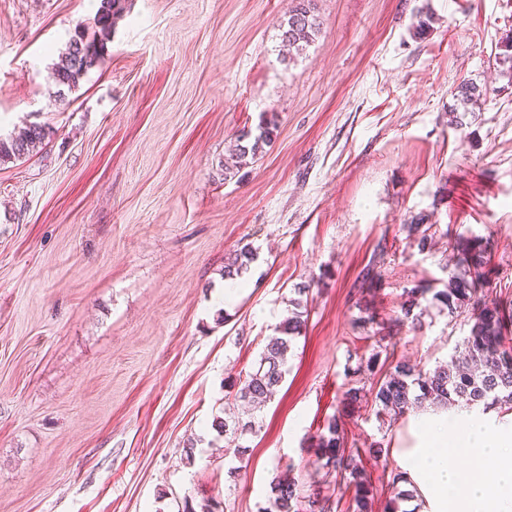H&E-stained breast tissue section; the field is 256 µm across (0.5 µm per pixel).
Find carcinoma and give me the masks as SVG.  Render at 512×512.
I'll return each instance as SVG.
<instances>
[{
	"label": "carcinoma",
	"mask_w": 512,
	"mask_h": 512,
	"mask_svg": "<svg viewBox=\"0 0 512 512\" xmlns=\"http://www.w3.org/2000/svg\"><path fill=\"white\" fill-rule=\"evenodd\" d=\"M125 0H100L91 28L78 27L70 37L66 49L54 64L52 74L57 85L70 90L76 88L87 74L99 67L108 55V42L118 20L123 17ZM316 18L305 6V0L289 15L282 41L298 48L308 43L317 31ZM275 122L262 120L257 132L244 131L231 154V161L224 162V173L247 165L256 157L263 145L271 140ZM49 136V128L33 124L21 133L0 137V164L20 160L32 153ZM412 242L421 251L432 241L430 228L420 224L404 225ZM489 241L480 236L460 237L452 245L453 269L448 271L446 288L437 291L433 299L448 310V316L457 318L469 313L473 324L463 339V351L447 364L426 369L411 364L406 359H395L394 352L373 351L367 361L369 372L379 368L382 377L374 388V401L378 413L396 420L424 404L442 407L464 405L488 410L495 406L512 409V317L506 315L497 301L489 302L476 296V289L487 284L486 267L490 261ZM256 252L249 245L243 246L224 266V277H240L248 271ZM426 289L414 285L404 289L406 300L401 305L398 321L412 328L421 324L420 299ZM296 311L282 322L274 335L265 339L259 366L247 374L240 397L259 405L271 397L283 381L288 351L304 324L301 300H292ZM213 428L224 435L228 448L239 461H244L247 447L242 438L252 432V421L232 423L216 418ZM316 447L322 466L336 471L340 481L354 489L349 512H372L373 488L363 475L361 459L345 452L344 437L336 418L328 420L325 431L318 435ZM333 504L328 494L305 496L298 483L276 476L271 481L270 509L266 512H331Z\"/></svg>",
	"instance_id": "obj_1"
}]
</instances>
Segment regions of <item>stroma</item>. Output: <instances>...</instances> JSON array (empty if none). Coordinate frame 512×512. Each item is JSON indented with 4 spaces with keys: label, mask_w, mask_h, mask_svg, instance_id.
Returning <instances> with one entry per match:
<instances>
[{
    "label": "stroma",
    "mask_w": 512,
    "mask_h": 512,
    "mask_svg": "<svg viewBox=\"0 0 512 512\" xmlns=\"http://www.w3.org/2000/svg\"><path fill=\"white\" fill-rule=\"evenodd\" d=\"M296 4L128 0L105 63L61 94L52 67L97 0H0V134L51 130L0 165V512H263L285 469L345 507L314 447L332 417L384 512L419 414L342 404L346 367L380 344L428 369L461 349L467 316L397 321L404 289L445 287L457 235L489 239L512 304V0H311L319 29L285 53ZM465 82L487 91L468 112ZM264 116L276 136L225 176ZM416 220L430 250L407 239ZM303 286L288 371L254 409L238 374ZM230 416L254 423L241 460L212 427ZM256 252L249 245L243 246L233 259L224 266V277L233 279L240 277L248 271V267L254 261Z\"/></svg>",
    "instance_id": "obj_1"
}]
</instances>
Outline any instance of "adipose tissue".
Listing matches in <instances>:
<instances>
[{"label":"adipose tissue","mask_w":512,"mask_h":512,"mask_svg":"<svg viewBox=\"0 0 512 512\" xmlns=\"http://www.w3.org/2000/svg\"><path fill=\"white\" fill-rule=\"evenodd\" d=\"M454 453L466 456L468 466H453ZM396 458L417 485L423 512H512V425H495L489 414L452 422L424 417L416 423L414 447Z\"/></svg>","instance_id":"ef3b65f1"}]
</instances>
